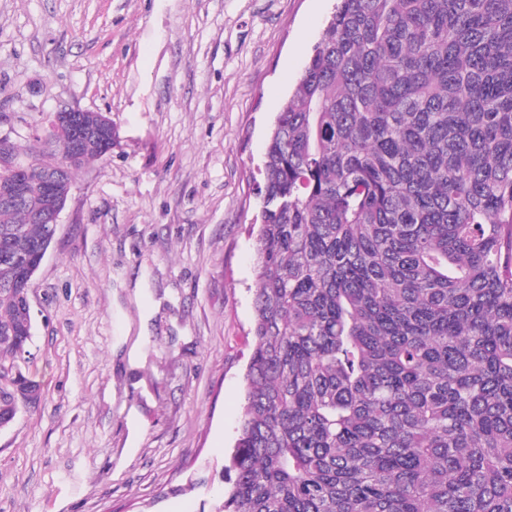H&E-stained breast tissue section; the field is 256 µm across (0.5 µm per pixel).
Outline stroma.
I'll use <instances>...</instances> for the list:
<instances>
[{
  "label": "stroma",
  "instance_id": "35a3bbf8",
  "mask_svg": "<svg viewBox=\"0 0 512 512\" xmlns=\"http://www.w3.org/2000/svg\"><path fill=\"white\" fill-rule=\"evenodd\" d=\"M333 0H0V118L112 121L34 277L40 402L0 512H219L252 353L267 135Z\"/></svg>",
  "mask_w": 512,
  "mask_h": 512
}]
</instances>
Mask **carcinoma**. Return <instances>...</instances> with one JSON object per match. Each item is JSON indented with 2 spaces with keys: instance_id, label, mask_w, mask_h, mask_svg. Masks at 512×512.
Listing matches in <instances>:
<instances>
[{
  "instance_id": "carcinoma-1",
  "label": "carcinoma",
  "mask_w": 512,
  "mask_h": 512,
  "mask_svg": "<svg viewBox=\"0 0 512 512\" xmlns=\"http://www.w3.org/2000/svg\"><path fill=\"white\" fill-rule=\"evenodd\" d=\"M262 174L222 512H512V0H336ZM43 210L0 202L7 428L41 388L13 259Z\"/></svg>"
}]
</instances>
